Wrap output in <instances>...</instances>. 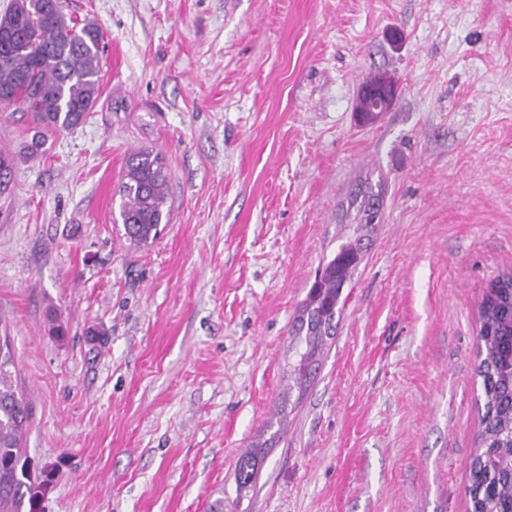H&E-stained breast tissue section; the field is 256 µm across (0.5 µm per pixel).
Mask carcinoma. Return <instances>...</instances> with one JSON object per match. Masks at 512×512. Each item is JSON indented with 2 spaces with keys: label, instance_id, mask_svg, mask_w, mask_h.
I'll return each instance as SVG.
<instances>
[{
  "label": "carcinoma",
  "instance_id": "cac0c4a2",
  "mask_svg": "<svg viewBox=\"0 0 512 512\" xmlns=\"http://www.w3.org/2000/svg\"><path fill=\"white\" fill-rule=\"evenodd\" d=\"M102 32L88 19L66 15L62 0H11L0 15V103L30 112L37 125L68 130L83 122L99 93ZM12 161L0 150V193L7 190ZM168 173L161 156L139 149L126 159L119 218L130 243L147 246L159 235L165 211ZM378 194L367 186L353 202L359 224L354 237L339 247L310 286L302 317L294 328L305 345L294 373L306 382L329 337L342 290L363 259L357 245L376 220ZM485 295L480 309L484 357L476 368L481 378L485 415L479 448L470 465L469 494L473 512L512 502V292ZM13 340L0 332V512H41L44 480L24 448L30 404L16 380ZM258 461L238 462L236 502L255 486Z\"/></svg>",
  "mask_w": 512,
  "mask_h": 512
}]
</instances>
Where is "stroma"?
Listing matches in <instances>:
<instances>
[{
    "mask_svg": "<svg viewBox=\"0 0 512 512\" xmlns=\"http://www.w3.org/2000/svg\"><path fill=\"white\" fill-rule=\"evenodd\" d=\"M62 2L103 32L91 112L31 157L0 106V318L43 512H470L479 305L512 273V0ZM380 73L396 100L360 123ZM139 148L170 205L142 247L117 222ZM364 182L376 226L299 389L291 330ZM258 461L256 456H247L238 462L236 473V497L243 499L255 486L258 472Z\"/></svg>",
    "mask_w": 512,
    "mask_h": 512,
    "instance_id": "35a3bbf8",
    "label": "stroma"
}]
</instances>
